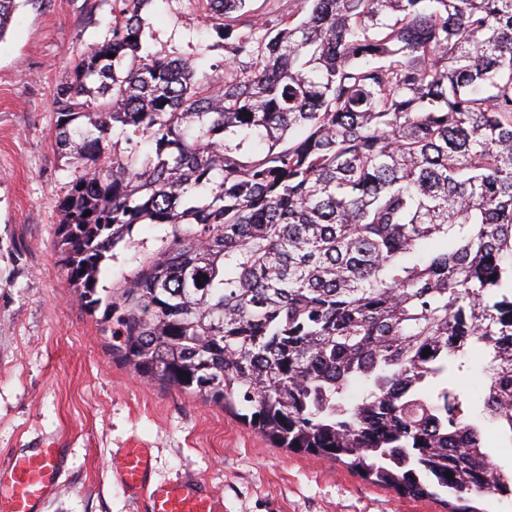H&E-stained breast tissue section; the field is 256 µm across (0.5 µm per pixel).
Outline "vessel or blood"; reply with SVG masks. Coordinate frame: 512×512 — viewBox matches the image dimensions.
Wrapping results in <instances>:
<instances>
[{
  "instance_id": "vessel-or-blood-1",
  "label": "vessel or blood",
  "mask_w": 512,
  "mask_h": 512,
  "mask_svg": "<svg viewBox=\"0 0 512 512\" xmlns=\"http://www.w3.org/2000/svg\"><path fill=\"white\" fill-rule=\"evenodd\" d=\"M112 475L135 500H144L149 512H223L221 503L193 479L156 483L152 453L147 448H120L111 457ZM59 449L35 448L0 465V512H42L60 487Z\"/></svg>"
}]
</instances>
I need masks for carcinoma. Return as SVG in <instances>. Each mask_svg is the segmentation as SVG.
<instances>
[{"label":"carcinoma","mask_w":512,"mask_h":512,"mask_svg":"<svg viewBox=\"0 0 512 512\" xmlns=\"http://www.w3.org/2000/svg\"><path fill=\"white\" fill-rule=\"evenodd\" d=\"M192 2L221 72L142 51L152 0H113L52 99L54 247L110 354L448 512L512 496L485 431L512 446V0ZM138 224L164 246L96 297ZM476 349L479 416L450 382Z\"/></svg>","instance_id":"1"}]
</instances>
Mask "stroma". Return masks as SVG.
Wrapping results in <instances>:
<instances>
[{
    "label": "stroma",
    "mask_w": 512,
    "mask_h": 512,
    "mask_svg": "<svg viewBox=\"0 0 512 512\" xmlns=\"http://www.w3.org/2000/svg\"><path fill=\"white\" fill-rule=\"evenodd\" d=\"M112 27V0H28L0 41V462L64 449L61 487L45 512H146L112 481L113 450L152 449L159 481L194 477L224 512H446L344 465L276 448L222 405L139 377L113 360L102 310L82 303L53 247L59 201L76 174L56 149L52 98L77 55ZM150 51L212 73L224 49L192 0H152ZM139 224L98 278L112 287L162 246Z\"/></svg>",
    "instance_id": "1"
}]
</instances>
